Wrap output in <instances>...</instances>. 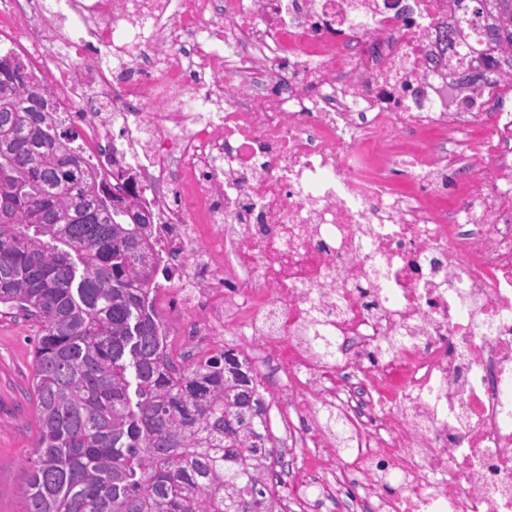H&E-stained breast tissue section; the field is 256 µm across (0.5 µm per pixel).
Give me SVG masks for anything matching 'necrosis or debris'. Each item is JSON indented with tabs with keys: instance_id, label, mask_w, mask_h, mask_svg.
<instances>
[{
	"instance_id": "obj_1",
	"label": "necrosis or debris",
	"mask_w": 512,
	"mask_h": 512,
	"mask_svg": "<svg viewBox=\"0 0 512 512\" xmlns=\"http://www.w3.org/2000/svg\"><path fill=\"white\" fill-rule=\"evenodd\" d=\"M449 30L448 0H0V57L153 214L164 350L229 332L283 373L309 512H512V107Z\"/></svg>"
}]
</instances>
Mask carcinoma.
<instances>
[{
    "instance_id": "cac0c4a2",
    "label": "carcinoma",
    "mask_w": 512,
    "mask_h": 512,
    "mask_svg": "<svg viewBox=\"0 0 512 512\" xmlns=\"http://www.w3.org/2000/svg\"><path fill=\"white\" fill-rule=\"evenodd\" d=\"M454 2L492 88L512 0ZM45 106L25 62L0 58V304L43 332L26 512H280L263 473L283 451L257 374L234 349L182 371L170 360L148 311L170 276L151 260V214L97 182Z\"/></svg>"
}]
</instances>
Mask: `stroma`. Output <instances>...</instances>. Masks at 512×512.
<instances>
[{"instance_id": "1", "label": "stroma", "mask_w": 512, "mask_h": 512, "mask_svg": "<svg viewBox=\"0 0 512 512\" xmlns=\"http://www.w3.org/2000/svg\"><path fill=\"white\" fill-rule=\"evenodd\" d=\"M39 333L40 325L34 319L0 306V512L26 509L23 466L33 456L37 438L31 381L33 345ZM224 344L245 354L265 381L264 395L271 403L270 432L284 445H291L295 430L289 424L286 394L274 364L258 357L241 337L225 335Z\"/></svg>"}]
</instances>
